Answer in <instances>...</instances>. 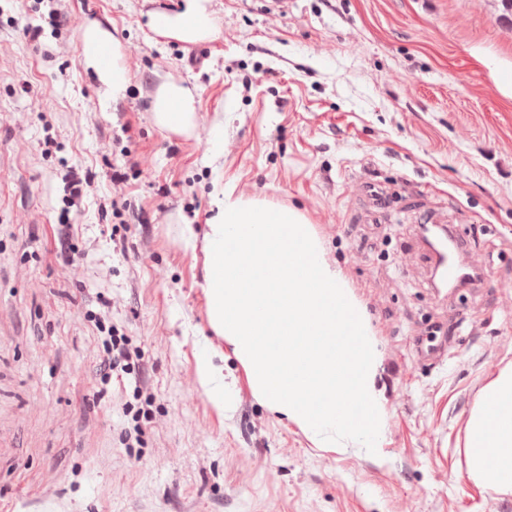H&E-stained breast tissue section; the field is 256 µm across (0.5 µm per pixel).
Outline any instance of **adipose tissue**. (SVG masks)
<instances>
[{"instance_id": "1", "label": "adipose tissue", "mask_w": 512, "mask_h": 512, "mask_svg": "<svg viewBox=\"0 0 512 512\" xmlns=\"http://www.w3.org/2000/svg\"><path fill=\"white\" fill-rule=\"evenodd\" d=\"M151 27L166 26L182 39L204 36L209 17L202 0H187L184 11L176 17L158 14ZM157 126L171 134H183L197 122L188 92L175 83L163 84L153 102ZM466 448L470 479L476 483L492 481L501 491H512V367L501 370L484 387L479 404L468 422Z\"/></svg>"}]
</instances>
